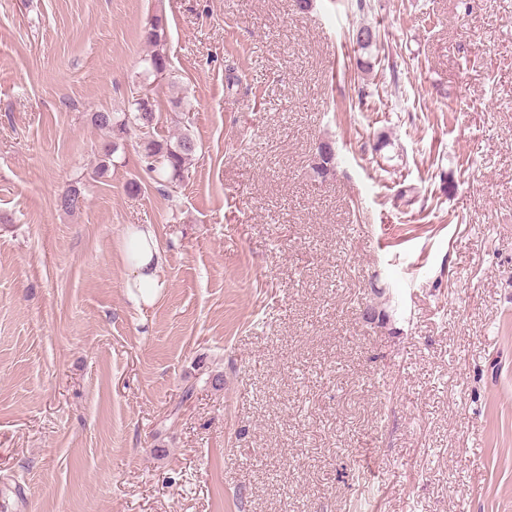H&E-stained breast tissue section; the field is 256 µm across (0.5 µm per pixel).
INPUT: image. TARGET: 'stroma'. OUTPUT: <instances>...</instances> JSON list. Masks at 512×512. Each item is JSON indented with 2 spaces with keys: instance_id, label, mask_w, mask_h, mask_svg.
Masks as SVG:
<instances>
[{
  "instance_id": "35a3bbf8",
  "label": "stroma",
  "mask_w": 512,
  "mask_h": 512,
  "mask_svg": "<svg viewBox=\"0 0 512 512\" xmlns=\"http://www.w3.org/2000/svg\"><path fill=\"white\" fill-rule=\"evenodd\" d=\"M0 512H512V0H0ZM166 26L162 16H154L149 21L146 27L145 39L153 48H155L149 58L145 59L147 63V70L150 73L155 71H166L167 69V55L163 50L166 41ZM130 112L99 111L93 114L94 125L103 133L106 140L102 147L100 170L108 168L113 153L117 149L115 140L121 139L131 127L137 128L145 136L144 151L149 160V169L157 174L160 181L173 183L183 176L194 156L197 144L189 134H183L174 143L150 139V130L156 120V100L133 98ZM149 134V135H148ZM127 265L130 271L127 288L137 305H152L161 294L163 279L162 251L155 233L148 224H138L127 230Z\"/></svg>"
}]
</instances>
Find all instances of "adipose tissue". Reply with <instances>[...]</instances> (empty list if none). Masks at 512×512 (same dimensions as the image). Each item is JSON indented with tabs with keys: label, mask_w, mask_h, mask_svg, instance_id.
Here are the masks:
<instances>
[{
	"label": "adipose tissue",
	"mask_w": 512,
	"mask_h": 512,
	"mask_svg": "<svg viewBox=\"0 0 512 512\" xmlns=\"http://www.w3.org/2000/svg\"><path fill=\"white\" fill-rule=\"evenodd\" d=\"M127 265L130 271L127 288L136 305H150L161 294L164 258L155 233L148 224L131 227L127 231Z\"/></svg>",
	"instance_id": "ef3b65f1"
}]
</instances>
